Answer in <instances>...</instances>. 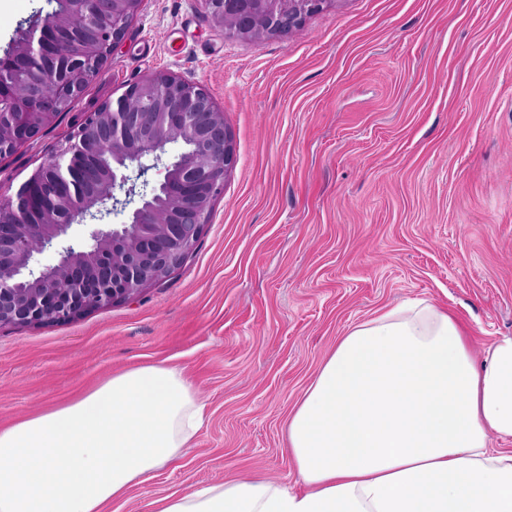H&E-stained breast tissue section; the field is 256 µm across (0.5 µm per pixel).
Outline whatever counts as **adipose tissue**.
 Masks as SVG:
<instances>
[{
	"label": "adipose tissue",
	"instance_id": "ef3b65f1",
	"mask_svg": "<svg viewBox=\"0 0 512 512\" xmlns=\"http://www.w3.org/2000/svg\"><path fill=\"white\" fill-rule=\"evenodd\" d=\"M206 403L165 364L0 426V512H107L176 462ZM512 337L474 356L419 300L351 327L288 418L296 481L238 479L153 512H512Z\"/></svg>",
	"mask_w": 512,
	"mask_h": 512
}]
</instances>
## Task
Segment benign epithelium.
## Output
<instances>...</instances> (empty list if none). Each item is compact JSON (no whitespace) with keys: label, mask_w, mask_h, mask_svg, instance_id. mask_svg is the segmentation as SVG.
I'll list each match as a JSON object with an SVG mask.
<instances>
[{"label":"benign epithelium","mask_w":512,"mask_h":512,"mask_svg":"<svg viewBox=\"0 0 512 512\" xmlns=\"http://www.w3.org/2000/svg\"><path fill=\"white\" fill-rule=\"evenodd\" d=\"M349 0H200L237 39L291 37L311 16ZM143 0H74L19 31L0 55V158L36 140L99 74ZM192 150L172 155L169 146ZM112 156L92 179L85 157ZM234 136L208 87L160 72L84 115L47 162L0 195V327L72 322L127 302L180 268L196 249L235 166ZM158 171L161 178L148 179ZM119 224H103L107 215ZM90 241L57 251L74 222Z\"/></svg>","instance_id":"1"}]
</instances>
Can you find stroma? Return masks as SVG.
Wrapping results in <instances>:
<instances>
[{
    "instance_id": "stroma-1",
    "label": "stroma",
    "mask_w": 512,
    "mask_h": 512,
    "mask_svg": "<svg viewBox=\"0 0 512 512\" xmlns=\"http://www.w3.org/2000/svg\"><path fill=\"white\" fill-rule=\"evenodd\" d=\"M48 9L0 0V52ZM159 72L206 84L234 135L196 251L134 301L0 328V425L158 362L206 400L179 461L112 512L294 481L289 414L340 336L403 302L447 311L477 356L512 336V0H349L259 43L215 27L199 0H144L57 123L0 160V193Z\"/></svg>"
}]
</instances>
